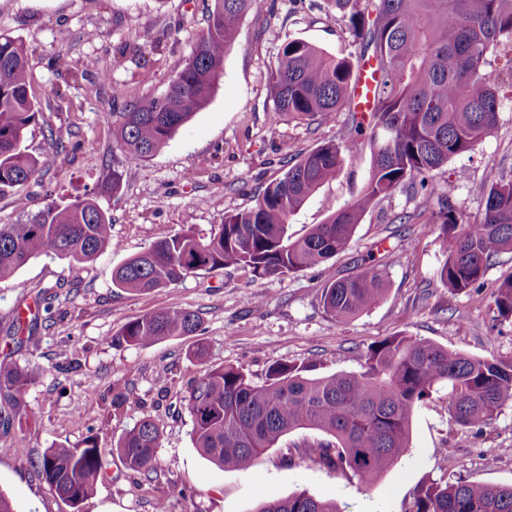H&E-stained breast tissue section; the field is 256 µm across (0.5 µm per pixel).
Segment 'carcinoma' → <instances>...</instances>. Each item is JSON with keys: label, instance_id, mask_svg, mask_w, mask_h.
Returning <instances> with one entry per match:
<instances>
[{"label": "carcinoma", "instance_id": "1", "mask_svg": "<svg viewBox=\"0 0 512 512\" xmlns=\"http://www.w3.org/2000/svg\"><path fill=\"white\" fill-rule=\"evenodd\" d=\"M207 26L194 41L183 69L165 93L128 100L116 135L127 162L160 151L176 130L204 108L224 69L243 15L256 0H212ZM349 22L378 74L370 112L371 164L362 189L344 209L299 239L289 219L324 184L342 174L353 156L354 134L319 145L268 184L253 207L224 216L207 235L193 229L155 241L112 271V285L136 294L174 284L200 271L241 268L255 280L318 266L345 251L366 210L396 190L420 188L442 207L440 238L446 259L437 277L443 287L475 295L499 252L512 250V180L482 189L481 219L466 221L451 206L453 182L441 189L433 172L475 149L497 127L500 75L512 78V0H327ZM357 73L353 56L338 57L302 39L287 40L270 72L276 108L295 118L329 121L350 99ZM38 104L29 94L27 47L0 34V192L40 176L44 162L23 146L37 124ZM112 239V221L90 198L49 205L22 224L0 225V280L13 277L33 256L93 260ZM380 265L344 279L324 275L326 315L346 322L385 295ZM496 319L512 321V277L494 293ZM199 316L163 309L124 325L122 339L150 347L194 334ZM306 367L280 362L256 385L239 368H207L185 397L195 447L211 463L234 471L296 429L332 438L319 446L323 464L367 485L407 451L414 408L435 387L448 386V412L466 428L483 431L512 400V361L474 358L425 338L395 334L369 347L364 370L311 378ZM34 366L0 365V394L17 405L38 378ZM161 429L145 418L126 431L116 452L132 471L149 476ZM39 473L50 490L77 506L95 492L103 461L91 435L84 447L49 448ZM256 512H337L336 504L300 493L265 501ZM411 512H512V486L462 478L434 481L417 492Z\"/></svg>", "mask_w": 512, "mask_h": 512}]
</instances>
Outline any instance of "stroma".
I'll return each instance as SVG.
<instances>
[{
    "instance_id": "1",
    "label": "stroma",
    "mask_w": 512,
    "mask_h": 512,
    "mask_svg": "<svg viewBox=\"0 0 512 512\" xmlns=\"http://www.w3.org/2000/svg\"><path fill=\"white\" fill-rule=\"evenodd\" d=\"M205 26L203 0H0V33L25 41L30 93L42 108L26 146L48 159L41 182L0 193V224L89 194L121 243L82 264L38 256L0 280V362L39 368L12 410L22 437L0 432V494L14 512H154L159 502L168 512H255L265 500L302 491L334 502L338 512H409L416 492L439 479L512 485V401L479 433L454 422L444 388L416 409L407 452L369 485L318 462L327 437L316 430L288 434L246 471L220 468L195 448L184 398L212 365L236 366L257 384L287 361L308 366L312 377L359 372L373 343L399 333L512 360V324L495 321L491 300L512 276V252L494 257L480 288L483 303L449 291L437 278L446 259L440 206L417 190H396L369 208L348 249L329 260L340 278L386 267L384 299L348 322L324 313L318 266L258 280L217 269L134 295L113 287V269L128 258L189 227L209 232L323 142L348 137L363 118L350 104L329 124L277 111L269 74L286 40L340 56L359 54L360 45L326 0H258L207 105L159 153L128 164L105 114L121 111L125 100L164 93ZM125 43L141 46L143 58H116ZM91 60L108 73L93 95L86 91L96 79L86 70ZM502 95L491 136L433 173L454 181L451 204L472 221L484 212L481 186L512 179V85L503 84ZM370 162L368 144H360L341 176L292 217L293 236L344 208ZM116 171L123 175L117 192L110 186ZM167 308L197 312L198 331L146 348L121 339L125 324ZM199 343L208 348L202 361L190 355ZM145 418L162 429L153 481L113 450ZM91 435L104 472L94 496L75 507L49 489L36 464L46 449L79 447Z\"/></svg>"
}]
</instances>
